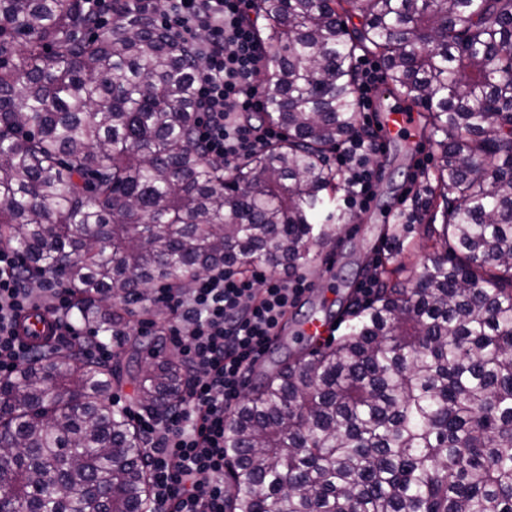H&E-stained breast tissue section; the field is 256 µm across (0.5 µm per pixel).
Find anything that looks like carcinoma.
<instances>
[{
	"mask_svg": "<svg viewBox=\"0 0 512 512\" xmlns=\"http://www.w3.org/2000/svg\"><path fill=\"white\" fill-rule=\"evenodd\" d=\"M273 46L264 119L286 136L233 171L193 125L199 69L155 18L0 0V246L71 289L67 317L120 330L122 301L216 261L302 269L335 239L326 154L357 132L356 51L424 112L447 204L410 288L383 285L338 341L284 361L224 434L227 512H512V0H255ZM360 24L348 27L339 11ZM180 366L43 350L0 376V512H143L133 422Z\"/></svg>",
	"mask_w": 512,
	"mask_h": 512,
	"instance_id": "1",
	"label": "carcinoma"
}]
</instances>
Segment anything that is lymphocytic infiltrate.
Instances as JSON below:
<instances>
[{
    "label": "lymphocytic infiltrate",
    "mask_w": 512,
    "mask_h": 512,
    "mask_svg": "<svg viewBox=\"0 0 512 512\" xmlns=\"http://www.w3.org/2000/svg\"><path fill=\"white\" fill-rule=\"evenodd\" d=\"M86 2L99 28L107 27L119 3L133 13L161 12L173 39L195 46L202 105L196 137L207 158L231 168L279 139L274 126L251 119L261 109L268 69L251 0H171L163 10L155 0ZM377 151V136L363 130L336 147L350 213L370 205L375 179L370 159ZM34 277L42 283L36 290L28 286ZM309 286L306 274L297 270L274 275L256 266L245 273L219 263L187 287L159 285L130 298L139 335H153L156 314L169 313L170 349L183 367L177 395L163 415L130 413L144 441L149 512H224V432L232 406L279 335L289 308ZM68 300L67 288L51 272L32 273L21 254L0 249V375L18 372L38 354V346L19 337L16 321L41 304L56 318L57 351L78 345L85 355L111 361L110 344L84 337L65 318Z\"/></svg>",
    "instance_id": "f902f5d3"
}]
</instances>
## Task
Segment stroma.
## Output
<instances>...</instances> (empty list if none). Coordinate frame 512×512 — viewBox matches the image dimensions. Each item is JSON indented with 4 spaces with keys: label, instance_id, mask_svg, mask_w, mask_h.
Masks as SVG:
<instances>
[{
    "label": "stroma",
    "instance_id": "1",
    "mask_svg": "<svg viewBox=\"0 0 512 512\" xmlns=\"http://www.w3.org/2000/svg\"><path fill=\"white\" fill-rule=\"evenodd\" d=\"M427 155L425 189L417 204V217L411 224L402 250L389 262L396 268L397 281L409 283L420 275L434 244L430 230L441 227L445 204L439 196L436 174L439 156L429 137L410 132L393 138L383 152L371 158L376 172L375 196L368 212L347 220L342 201H335L333 224L338 227L336 241L320 248L311 270L313 289L288 312L285 331L248 379L256 387L278 360L327 344L346 331L344 310L355 299L358 285L371 274L373 261L388 252L384 226L399 206L407 179L415 170L420 155ZM317 316L328 325L326 335L296 340L295 333L308 316Z\"/></svg>",
    "mask_w": 512,
    "mask_h": 512
}]
</instances>
